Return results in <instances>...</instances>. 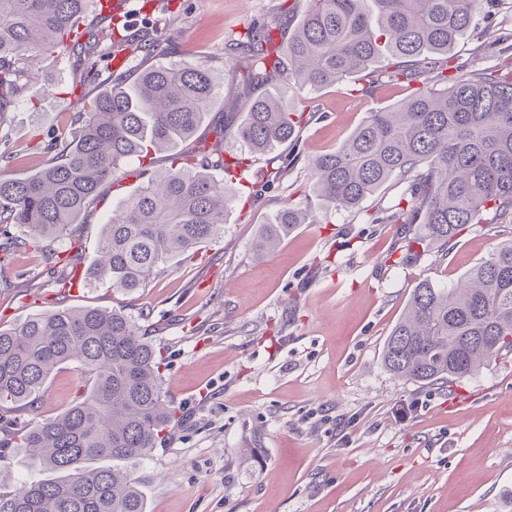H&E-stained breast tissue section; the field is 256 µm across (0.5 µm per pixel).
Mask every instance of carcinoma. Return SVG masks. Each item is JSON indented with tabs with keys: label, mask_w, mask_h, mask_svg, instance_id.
Instances as JSON below:
<instances>
[{
	"label": "carcinoma",
	"mask_w": 512,
	"mask_h": 512,
	"mask_svg": "<svg viewBox=\"0 0 512 512\" xmlns=\"http://www.w3.org/2000/svg\"><path fill=\"white\" fill-rule=\"evenodd\" d=\"M489 0H310L288 40L250 23L233 50L247 88L274 79L313 90L359 75L361 93L403 84L396 106L369 113L335 150L312 161L314 198L288 203L261 228V258L301 224L315 201L349 210L394 180L402 186L383 220L421 222L446 246L489 216L512 214V62L450 78L448 53L484 14ZM95 0H0V111L27 89L33 61L75 56L80 82L94 74L98 42L81 28ZM129 54L158 49L127 36ZM392 62L382 69L374 64ZM217 94L203 65L145 68L134 87L118 82L89 104L78 137L53 140L55 156L26 178H0V224H21L34 241L71 235L105 184L129 164L190 140ZM245 119L215 127L210 149L173 158L133 194L112 205L92 276L115 291L146 286L155 269L224 233L233 193L214 179L225 169L224 138L262 154L294 136L299 119L279 96H249ZM512 353V241L501 244L454 288L423 282L388 336L383 363L394 375L430 384L469 376L488 358ZM72 362L90 388L60 416L22 433L33 467L62 473L20 489L0 486V512H147L120 468L87 461L148 458L174 410L145 329L121 311L61 307L0 329V412L34 404L50 373Z\"/></svg>",
	"instance_id": "carcinoma-1"
}]
</instances>
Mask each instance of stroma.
Here are the masks:
<instances>
[{
	"instance_id": "obj_1",
	"label": "stroma",
	"mask_w": 512,
	"mask_h": 512,
	"mask_svg": "<svg viewBox=\"0 0 512 512\" xmlns=\"http://www.w3.org/2000/svg\"><path fill=\"white\" fill-rule=\"evenodd\" d=\"M308 0H125L130 34L164 45L149 59L113 69L108 32L93 82L75 101V59L48 56L40 76L0 114V177L19 178L51 160L53 139L74 134L86 99L112 80L135 82L145 65L206 64L224 77L210 123L184 150L211 145L212 120L237 111L242 64L227 48L250 22L300 18ZM512 33V0H491L477 29L453 50L452 74L499 64L490 53ZM303 110L294 141L249 157L233 180L238 201L224 235L160 267L145 288L125 294L80 282L57 300L56 258L87 268L119 198L104 185L76 237L17 247L25 230L0 224V329L63 302L138 318L161 362L177 422L147 459L126 463L147 512H512V353L471 376L422 384L390 373L384 342L416 285L451 287L499 244L512 221L466 228L448 249L421 239L416 224L383 223L400 192L390 183L352 211L317 209L264 258L252 253L258 228L287 200L309 194L313 157L335 150L369 112L399 103L406 87L361 96L348 85L282 89ZM288 171L281 179L272 173ZM74 364L56 368L39 399L0 416V484L42 478L16 443L24 427L65 412L84 390Z\"/></svg>"
}]
</instances>
